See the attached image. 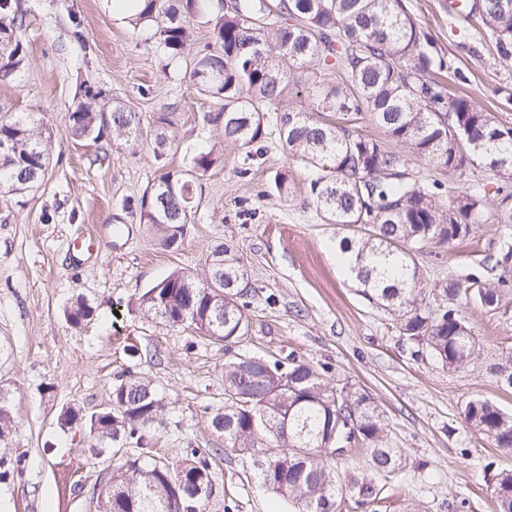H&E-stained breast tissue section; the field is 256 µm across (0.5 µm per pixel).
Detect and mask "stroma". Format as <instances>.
<instances>
[{"mask_svg":"<svg viewBox=\"0 0 512 512\" xmlns=\"http://www.w3.org/2000/svg\"><path fill=\"white\" fill-rule=\"evenodd\" d=\"M405 2L439 53L469 75L470 98L512 127V57H500L477 21L458 19L453 0ZM13 3L28 62L0 76V108L39 113L53 134L51 165L39 187L0 193V391L15 418L0 438V458H25L23 475L0 483V512H93V492L120 458L92 454L87 427L61 429L58 414L70 405L95 411L128 368L165 398L157 459L174 463L183 449H202L213 456L229 512H291L259 483L251 460L225 450L223 435L209 424L210 410L224 404L231 352L194 327L166 326L139 304L174 270L204 276L207 256L225 242L243 256L252 283L249 332L236 350L328 366L333 382L366 391L385 412L401 468L385 479L381 501L360 507L348 499L339 512H496L483 465L492 460L512 469V453L473 432L462 410L481 398L512 411V389L492 372L512 357V306L462 305L478 356L462 368L442 365L400 335L392 316L339 270L331 252L335 225L304 203L309 170L287 160L277 139H269L264 158L252 160L225 142L220 127L203 122L217 104L198 92L187 59L172 62L162 53L155 23L131 26L112 13L110 0ZM85 80L142 117L184 114L166 164L156 162L147 142L131 148L118 138L71 137L69 114ZM202 143L222 148L224 161L200 181L201 202L182 249L164 251L126 204L163 169L184 168ZM282 168L290 190L278 194L270 180ZM405 169L413 181H439L436 201L444 208L471 186L491 193L499 183L478 165L450 176L410 159ZM82 233L97 235L99 250L75 267L69 244ZM506 239L512 241V224L492 211L463 242L422 245L415 260L431 306L447 303L438 293L442 282L465 279ZM79 296L94 316L78 328L65 309Z\"/></svg>","mask_w":512,"mask_h":512,"instance_id":"obj_1","label":"stroma"}]
</instances>
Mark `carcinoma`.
Returning a JSON list of instances; mask_svg holds the SVG:
<instances>
[{"instance_id":"carcinoma-1","label":"carcinoma","mask_w":512,"mask_h":512,"mask_svg":"<svg viewBox=\"0 0 512 512\" xmlns=\"http://www.w3.org/2000/svg\"><path fill=\"white\" fill-rule=\"evenodd\" d=\"M132 19L156 23L160 45L171 60L190 56V77L218 101L203 121L221 127L224 140L264 155L272 133L286 157L317 169L306 202L324 221L363 234L343 235L339 246L354 254L368 300L394 316L400 332L425 343L442 364L459 368L475 360L476 342L458 307L434 310L427 302L423 273L412 249L429 242L451 245L468 239L487 206L494 202L512 223V128L498 125L469 97L448 98L428 79L435 71L458 69L439 55L421 23L403 0H234L212 8V0H145ZM500 54L512 55V0L471 4ZM207 17L214 43L191 52L190 20ZM16 19L0 15V74L27 62ZM304 97L305 107L293 106ZM371 120L397 150L354 126ZM178 113L157 112L144 120L127 103L84 85L69 116L74 138L95 142L118 137L132 146L150 139L162 163L175 145ZM50 128L34 113L0 119V191L25 193L40 184L49 164ZM423 160L452 176L472 160L498 173L496 199L475 189L443 211L434 203L437 183L415 184L405 172L408 159ZM222 162L212 148L195 153L189 167L163 172L130 204L155 245L177 251L199 205L194 184ZM512 261L503 241L495 256L465 280L442 286L451 299L471 300L495 311L512 303V286L495 271ZM208 274L200 280L176 270L140 296L146 312L175 327L186 323L204 336L227 344L248 333L249 286L238 280L243 258L233 245L216 246ZM93 315L82 297L71 302L67 318L81 326ZM239 353L224 364V406L211 425L224 434L227 450L253 460L261 484L298 505V512H337L354 498L360 505L379 500L378 477L401 465L389 446L384 411L366 392L338 387L319 368L295 357L260 359ZM164 407L155 388L126 369L112 388L110 402L85 417L66 407L63 429L86 421L97 445L106 440L135 445L106 482L94 490L96 512H210L216 494L211 457L184 449L179 464L152 458L153 431ZM465 423L497 447L512 452V414L475 398L463 408ZM14 427L7 395L0 391V438ZM367 445L372 478L341 480L336 453L345 441ZM491 493L497 512H512V469L495 470Z\"/></svg>"}]
</instances>
